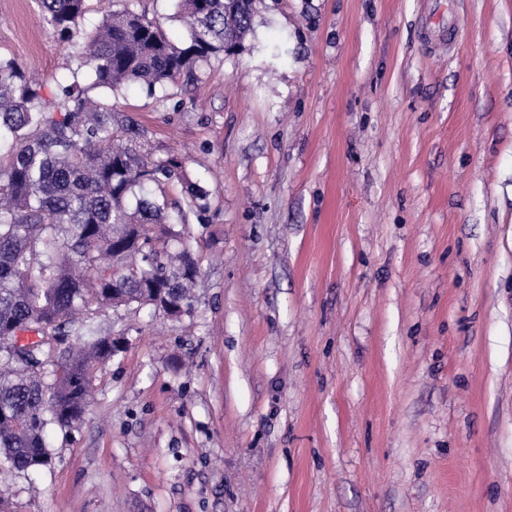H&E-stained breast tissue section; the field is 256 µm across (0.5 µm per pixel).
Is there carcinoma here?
<instances>
[{"mask_svg": "<svg viewBox=\"0 0 512 512\" xmlns=\"http://www.w3.org/2000/svg\"><path fill=\"white\" fill-rule=\"evenodd\" d=\"M58 40L85 53L62 96L48 98L14 61L0 58V463L16 472L51 467L47 432L82 421L96 369L124 349L97 322L99 308L151 305L177 317L198 276L169 242L167 200L144 193L175 176V158L149 160L133 143L144 130L119 116L112 93L194 80L225 46L243 44L256 0H177L187 38L177 45L128 8L80 33L86 0H38ZM209 208L187 186L175 220ZM33 332L26 344L18 334ZM74 336L78 344L67 339Z\"/></svg>", "mask_w": 512, "mask_h": 512, "instance_id": "obj_1", "label": "carcinoma"}]
</instances>
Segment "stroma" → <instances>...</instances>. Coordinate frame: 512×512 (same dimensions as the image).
Masks as SVG:
<instances>
[{"mask_svg":"<svg viewBox=\"0 0 512 512\" xmlns=\"http://www.w3.org/2000/svg\"><path fill=\"white\" fill-rule=\"evenodd\" d=\"M182 42L175 0L122 7ZM38 0L0 57L75 69ZM204 219L189 310L98 314L125 347L9 512H512V0H257L195 80L113 95ZM183 198V205L174 203L173 206L177 223L187 224L190 214L200 216L209 208L208 195L196 187L186 186Z\"/></svg>","mask_w":512,"mask_h":512,"instance_id":"obj_1","label":"stroma"}]
</instances>
